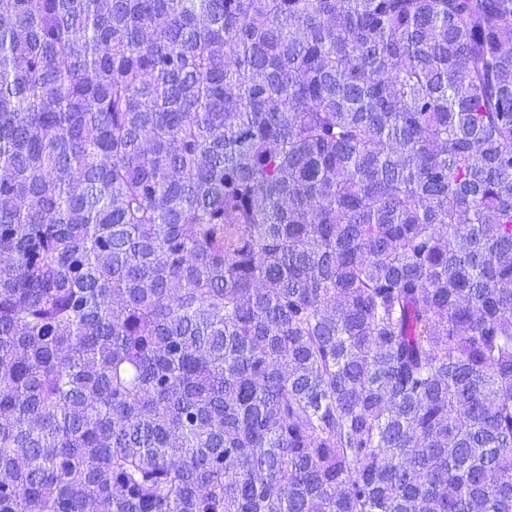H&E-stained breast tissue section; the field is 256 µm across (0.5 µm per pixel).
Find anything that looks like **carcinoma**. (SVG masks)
<instances>
[{
    "label": "carcinoma",
    "mask_w": 512,
    "mask_h": 512,
    "mask_svg": "<svg viewBox=\"0 0 512 512\" xmlns=\"http://www.w3.org/2000/svg\"><path fill=\"white\" fill-rule=\"evenodd\" d=\"M0 512H512V0H0Z\"/></svg>",
    "instance_id": "cac0c4a2"
}]
</instances>
